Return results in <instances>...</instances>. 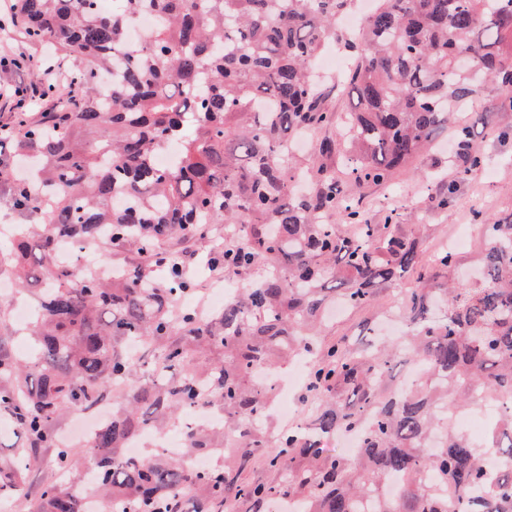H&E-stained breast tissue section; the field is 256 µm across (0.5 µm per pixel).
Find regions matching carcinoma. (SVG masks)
<instances>
[{
    "instance_id": "cac0c4a2",
    "label": "carcinoma",
    "mask_w": 512,
    "mask_h": 512,
    "mask_svg": "<svg viewBox=\"0 0 512 512\" xmlns=\"http://www.w3.org/2000/svg\"><path fill=\"white\" fill-rule=\"evenodd\" d=\"M352 0H17V29L38 45L52 41L79 63L67 107L33 119L10 118L15 153L36 160L11 194L27 223L10 242L19 283L44 284L31 332L38 375L0 354V414L26 437L0 465V491L21 489L30 462L55 447L51 420L62 405L93 408L109 391L124 407L89 442L100 458L97 492L111 512H223L232 498L262 506L294 498L297 512H512V224L484 220L479 282L448 279L459 258L443 249L424 260L421 243L394 224L366 223L345 181L321 172L313 192L295 195L288 141L336 125L322 106L310 64L336 37ZM144 15L156 27L140 43L130 31ZM347 75L355 108L347 129L355 149L344 173L354 184L383 183L418 156L479 87L497 89V111L512 112V0H379L359 35ZM467 149L460 176L483 166L473 126L457 125ZM178 143L168 167L155 158ZM342 216L357 233L342 235ZM227 226L234 245L224 269L261 277L207 320L173 310L192 288L186 275L151 272L161 244L206 242ZM103 240L137 261L108 279L79 276L57 262L60 238ZM418 272L423 284L403 301L409 334L372 349L320 345L304 397L312 431L276 436L259 426L272 387L246 385L255 370L313 349L327 300L356 308L379 287ZM179 335L180 342L164 343ZM157 345L166 382L127 384L136 361L122 344ZM224 358L200 370L189 354L208 347ZM412 354L426 362L419 384L389 386ZM214 399L224 432H186L178 456L143 461L124 454L149 428ZM494 403L498 422L474 443L453 414ZM356 439L355 455L330 447ZM224 447V465L194 470L192 456ZM271 448L276 485L243 473L251 449ZM35 512H82L71 491L52 483Z\"/></svg>"
}]
</instances>
